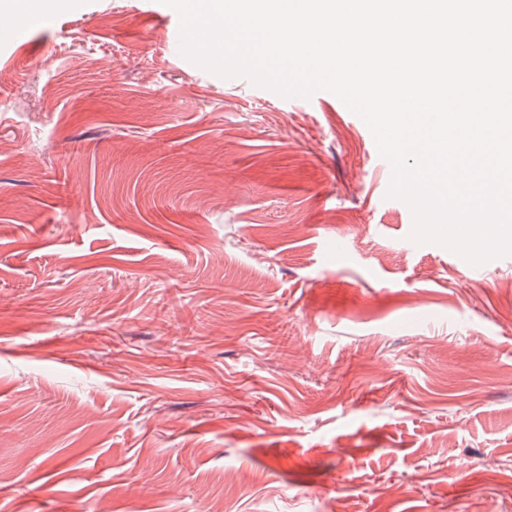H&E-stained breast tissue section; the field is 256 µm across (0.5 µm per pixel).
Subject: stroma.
Listing matches in <instances>:
<instances>
[{
	"label": "stroma",
	"instance_id": "1",
	"mask_svg": "<svg viewBox=\"0 0 512 512\" xmlns=\"http://www.w3.org/2000/svg\"><path fill=\"white\" fill-rule=\"evenodd\" d=\"M0 52V512H512V254L411 242L364 121L171 54Z\"/></svg>",
	"mask_w": 512,
	"mask_h": 512
}]
</instances>
